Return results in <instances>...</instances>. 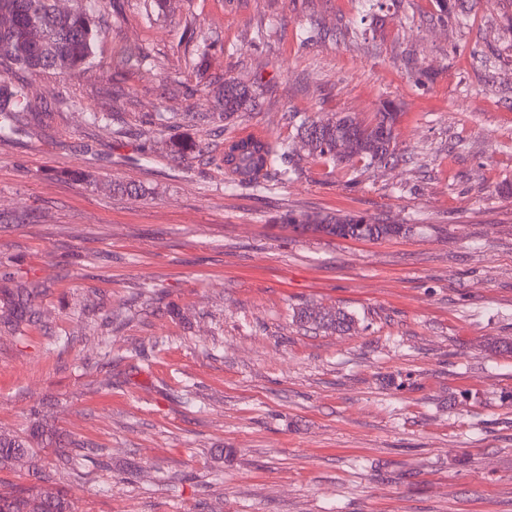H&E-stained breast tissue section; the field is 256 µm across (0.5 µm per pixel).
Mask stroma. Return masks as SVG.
<instances>
[{"label": "stroma", "mask_w": 512, "mask_h": 512, "mask_svg": "<svg viewBox=\"0 0 512 512\" xmlns=\"http://www.w3.org/2000/svg\"><path fill=\"white\" fill-rule=\"evenodd\" d=\"M462 4L463 26L436 0H116L96 63L26 75L44 116L0 142V288L36 287L37 314L0 325V431L53 426L47 489L77 512H512V0ZM225 78L263 86L247 121L212 117ZM387 101L405 161L305 155L273 193L228 188L241 130L288 142L290 113L369 124ZM151 112L203 153L172 156ZM305 304L355 331L300 327ZM80 447L106 467L73 475ZM284 220L294 229L319 232L328 236L354 240H382L412 232L413 227L368 219L362 215H323L289 213Z\"/></svg>", "instance_id": "1"}]
</instances>
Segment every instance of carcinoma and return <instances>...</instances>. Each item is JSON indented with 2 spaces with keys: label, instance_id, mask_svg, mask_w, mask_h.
<instances>
[{
  "label": "carcinoma",
  "instance_id": "carcinoma-1",
  "mask_svg": "<svg viewBox=\"0 0 512 512\" xmlns=\"http://www.w3.org/2000/svg\"><path fill=\"white\" fill-rule=\"evenodd\" d=\"M61 11L56 0H0V16L12 19L0 32V66L36 74L53 70L67 74L92 63L95 48L103 36L93 19V6L107 0H89ZM217 115L224 121L242 118L255 111L259 87L235 79L207 85ZM40 107L31 99L27 83L0 77V141L14 140L26 133L29 124L40 118ZM397 113L389 105L377 112L375 123L364 125L348 115L334 120L315 121L307 116L295 125L297 137L311 156L348 166L358 159L369 168L388 165L396 157L393 127ZM150 133L169 136L173 156L182 158L202 152L200 144L175 133L176 124L165 112L149 114ZM293 144L269 140H230L224 142V175L230 186L267 188L268 183L285 184L297 173L293 165ZM284 220L295 229L319 232L354 240H382L413 231L405 224L368 219L362 215H323L290 213ZM32 296L16 287L4 294L0 321L18 328L32 315ZM295 319L302 326L347 333L355 325L353 314L342 309L318 306L300 308ZM54 430L35 421L26 436L0 433V467L24 463L35 474L40 468L32 447L49 444ZM0 512H76L72 499L62 490L48 496L37 486L0 491Z\"/></svg>",
  "mask_w": 512,
  "mask_h": 512
}]
</instances>
